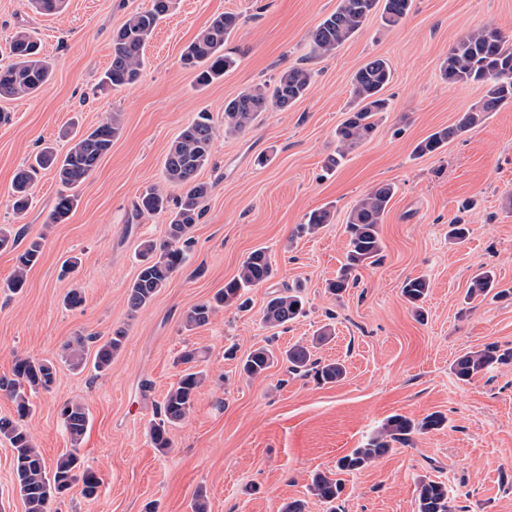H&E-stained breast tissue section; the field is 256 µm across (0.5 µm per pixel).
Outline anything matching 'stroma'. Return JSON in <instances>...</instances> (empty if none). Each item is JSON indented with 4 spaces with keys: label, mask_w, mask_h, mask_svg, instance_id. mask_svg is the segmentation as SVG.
Masks as SVG:
<instances>
[{
    "label": "stroma",
    "mask_w": 512,
    "mask_h": 512,
    "mask_svg": "<svg viewBox=\"0 0 512 512\" xmlns=\"http://www.w3.org/2000/svg\"><path fill=\"white\" fill-rule=\"evenodd\" d=\"M151 0H67L46 16L25 0H0V65L10 63L9 42L29 29L40 41L53 76L34 98L1 100L0 225L41 238L42 256L17 294L0 291V378L17 358L49 360L57 368L51 390L32 394L27 420L47 465L74 452L101 479L97 498L74 484L52 512H280L305 501L307 512H326L309 486L314 474L335 472L337 460L360 447L394 414L415 420L439 412L445 426L416 435L367 468L344 474L340 512H416L420 477L447 484L454 512H512V363L462 383L453 361L488 344L512 348V102L419 157L415 145L454 125L483 97L480 84L451 85L440 65L465 34L493 27L512 37V0H414L398 25L372 15L364 28L332 55H309L310 35L338 0H177L144 51L137 84L103 92L112 35ZM243 23L224 45L234 67L209 86L181 66L185 47L223 12ZM387 59L393 80L386 93L393 109L373 137L333 170L334 130L345 119L353 73L369 59ZM316 73L310 93L282 112L262 114L240 135L218 134L199 179L210 187L203 216L191 230L194 245L183 268L147 307L133 312L127 288L139 265L142 241L163 240L167 215L135 211L140 193L168 183L165 156L179 131L199 111L224 124V103L246 88L269 83L293 64ZM121 131L88 180L79 203L60 224L49 221L60 185L54 170L39 171L33 203L15 214L9 190L15 173L44 146L66 153L65 128L83 133L108 114ZM392 182L380 234L383 258L360 270L342 297L325 291L346 249L344 232L354 202L379 183ZM475 200L473 210L459 206ZM317 208L332 211L316 236L296 227ZM463 215L466 240L448 238V224ZM267 248L273 279L252 289L250 311L219 309L204 326L186 329L188 310L211 299L255 248ZM79 257L64 276L62 262ZM493 269L507 298L467 300L471 277ZM422 276L429 294L415 317L401 294L405 279ZM301 287L306 312L270 330L262 320L268 298ZM84 302L63 303L71 290ZM333 339L316 350L343 360L347 375L319 385L275 364L265 376H240L224 351L239 354L266 346L282 350L311 339L324 325ZM125 328L126 339L110 368L71 369L62 358L76 336L107 337ZM198 349L206 380L191 415L170 433L159 453L149 425L178 378L175 359ZM83 404L87 432L73 444L60 409Z\"/></svg>",
    "instance_id": "obj_1"
}]
</instances>
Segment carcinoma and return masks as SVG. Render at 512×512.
<instances>
[{
	"label": "carcinoma",
	"mask_w": 512,
	"mask_h": 512,
	"mask_svg": "<svg viewBox=\"0 0 512 512\" xmlns=\"http://www.w3.org/2000/svg\"><path fill=\"white\" fill-rule=\"evenodd\" d=\"M65 0H27L28 6L42 14L59 12ZM379 0H339L336 10L324 17L310 36L311 54L324 57L336 52L346 41L357 34L366 24ZM176 0H152L150 8L129 16L112 38V57L101 78L102 86L118 89L136 83L141 77L143 50L159 22L174 8ZM413 0H384L381 18L387 26L399 24L411 11ZM242 24L241 16L224 12L212 18L208 26L185 49L181 56L184 68L196 73V82L208 85L224 76L234 59L224 54V43ZM13 63L0 66V99H15L36 95L52 77L51 63L41 56L40 43L27 30L16 32L10 43ZM442 78L450 84L482 83L485 94L479 104L463 113L456 124L439 129L419 141L414 152L422 157L433 154L448 141L463 135L480 124L487 113L497 111L512 101V41L495 28L485 27L462 38L449 50L441 64ZM315 74L302 64L291 65L280 71L271 83L258 84L241 91L224 102V132L243 134L264 112L285 111L307 96ZM393 80L391 64L383 58H373L360 67L351 80L350 107L346 118L337 125L336 156L328 161V167L339 161L353 149L371 139L377 128L376 116L390 110V99L384 91ZM120 133V124L114 115L107 116L96 128L73 136L69 151L58 157L52 148L46 147L35 157V164L16 172L11 184V196L15 213L22 214L31 205L32 174L36 168H52L64 187L55 201L50 220L62 223L77 207L78 195L73 193L93 173L101 158L112 148V141ZM216 127L207 112H200L186 125L173 141L164 160L168 182L183 188L175 208L169 207L168 197L159 189L151 188L141 194L135 204L140 214L168 215L166 239L161 242L146 240L141 243L140 268L127 291V304L132 312L149 305L154 297L167 286L186 260L191 246L189 237L192 227L203 216L202 200L209 187L198 181V175L208 163L211 143ZM395 195V185L380 183L360 197L346 218L347 251L335 279L327 283V292L340 297L355 285L357 273L377 264L383 252L380 224L384 223L387 208ZM328 209L312 211L306 223L297 228L305 235L315 234L323 225L330 223ZM22 231L0 226V250L16 249L23 240ZM42 252L39 239L30 240L17 252L15 269L5 288L17 293L24 288L27 272L35 266ZM274 276L270 256L264 247L250 252L238 274L224 284L214 301L194 305L186 314L189 328L207 324L219 306L248 307L246 291L268 282ZM495 273L486 269L476 273L467 289V298L487 297L491 292L503 296L505 291H495ZM429 283L423 277L408 278L402 285V295L422 315L421 304L428 295ZM304 313V300L299 291L286 288L273 294L267 301L262 320L269 328L276 329L296 320ZM331 337L328 328H322L311 344H295L282 354L283 363L293 374L310 376L320 384H335L346 374L342 362L320 361L313 358V350ZM126 338L125 330L112 331L95 353L93 367L102 372L112 364ZM91 338L78 336L64 347L62 358L74 369L86 365V344ZM201 354L196 349L183 351L177 359L183 366L177 382L167 391L160 406L159 418L150 425L153 447L164 453L172 447L169 428L187 419L194 408L198 389L204 374L196 370ZM277 357L265 347H259L240 361V373L248 378L264 375ZM512 361V349L500 351L495 345H487L467 352L453 364L457 380L467 383L476 376L497 365ZM56 367L50 361H34L18 358L13 378H0V391L14 403L15 416L0 417V435L6 438L14 453V473L17 489L23 499L25 512H51L54 498L82 483V493L88 499L98 496L101 478L82 466L80 458L68 454L59 458L52 470H47L42 454L36 448L26 425L32 412L29 393L50 390L56 381ZM64 426L71 440L79 442L88 425V412L80 403L67 402L60 411ZM446 417L432 413L420 421L401 414H394L378 428L361 448L354 449L336 462V473L361 470L388 453L393 445H408L414 435L439 429ZM312 495L325 505L339 500L343 492L340 478L317 473L310 486ZM448 486L423 476L417 482V512H451Z\"/></svg>",
	"instance_id": "carcinoma-1"
}]
</instances>
